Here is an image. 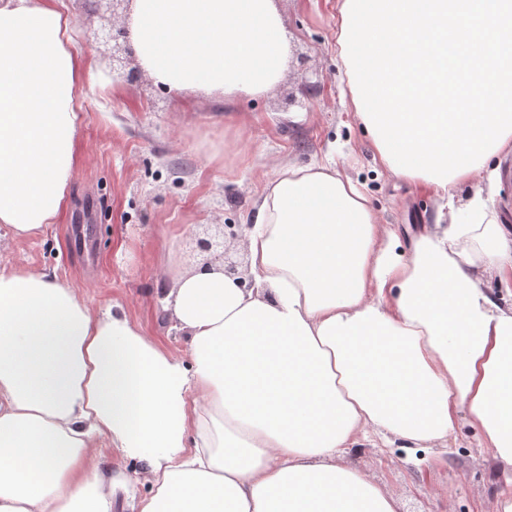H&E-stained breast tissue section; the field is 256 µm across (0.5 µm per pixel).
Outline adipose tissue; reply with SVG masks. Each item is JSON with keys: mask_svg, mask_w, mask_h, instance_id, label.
Wrapping results in <instances>:
<instances>
[{"mask_svg": "<svg viewBox=\"0 0 512 512\" xmlns=\"http://www.w3.org/2000/svg\"><path fill=\"white\" fill-rule=\"evenodd\" d=\"M127 28L177 93L259 97L288 64L277 0H133ZM94 76L63 0H0V239L65 213ZM482 176L416 178L448 221L402 253L331 163L277 166L254 202L253 287L165 264L180 356L124 311L0 267V512H112L103 440L146 466L137 512H398L343 457L391 437L444 446L464 419L512 469V230L488 205L496 176L453 194Z\"/></svg>", "mask_w": 512, "mask_h": 512, "instance_id": "ef3b65f1", "label": "adipose tissue"}]
</instances>
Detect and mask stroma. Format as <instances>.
<instances>
[{
    "mask_svg": "<svg viewBox=\"0 0 512 512\" xmlns=\"http://www.w3.org/2000/svg\"><path fill=\"white\" fill-rule=\"evenodd\" d=\"M75 45L109 72L91 40L99 28L83 0H65ZM290 36L287 71L259 98H183L148 76L128 86L106 81L85 90L79 148L63 220L38 236L0 241V265L37 268L80 289L98 311L121 306L172 352L186 345L163 304L165 261L195 265L190 238L227 224H249L256 191L277 163L331 161L369 197L379 223L402 244L438 220L441 201L382 169L353 111L336 55L338 0H278ZM346 463L383 484L399 512H495L496 494L512 480L461 422L445 448L390 439L363 444ZM100 465L130 479L115 490L112 512H134L149 492L133 462L102 446Z\"/></svg>",
    "mask_w": 512,
    "mask_h": 512,
    "instance_id": "obj_1",
    "label": "stroma"
}]
</instances>
